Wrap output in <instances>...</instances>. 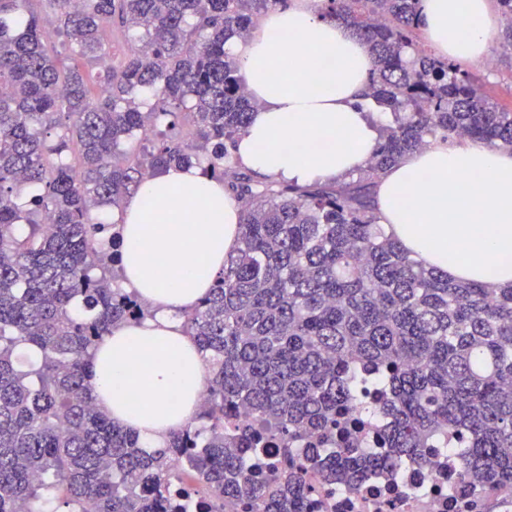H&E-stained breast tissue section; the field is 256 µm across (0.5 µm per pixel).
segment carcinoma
I'll return each mask as SVG.
<instances>
[{
    "mask_svg": "<svg viewBox=\"0 0 512 512\" xmlns=\"http://www.w3.org/2000/svg\"><path fill=\"white\" fill-rule=\"evenodd\" d=\"M51 2L57 35L102 66V88L92 98L79 69L59 67L30 0H0V512L47 495L65 512H194L172 487L185 471L211 512L226 500L306 512L305 471L357 489L447 433L466 439L461 484L512 485V288L450 281L377 231L376 179L428 138L512 151V111L469 72L431 52L406 58L421 0H321L367 48L368 96L395 117L357 185L259 181L232 159L256 102L224 46L287 0ZM496 2L512 47V0ZM108 26L135 31L139 49L108 58ZM202 162L244 202L241 236L184 322L208 398L148 452L92 398L91 351L150 313L114 287L119 225L95 214L161 169ZM22 344L39 365L15 366ZM240 408L252 423L225 427ZM361 414L390 417L383 451L350 442ZM272 443L287 469L274 484L248 457Z\"/></svg>",
    "mask_w": 512,
    "mask_h": 512,
    "instance_id": "obj_1",
    "label": "carcinoma"
}]
</instances>
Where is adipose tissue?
<instances>
[{"mask_svg":"<svg viewBox=\"0 0 512 512\" xmlns=\"http://www.w3.org/2000/svg\"><path fill=\"white\" fill-rule=\"evenodd\" d=\"M492 0H421L434 52L485 58L499 34ZM319 0L269 10L260 31L229 43L257 108L234 160L288 183L330 182L366 168L379 109L367 95L372 61ZM294 57L283 68L286 57ZM378 222L412 256L458 282L512 285V153L475 138L430 140L377 180ZM206 223L195 219L198 210ZM113 219L122 228V285L151 306L93 352V394L146 450L163 447L197 412L206 367L177 317L224 271L239 240L240 203L202 166H171L144 180Z\"/></svg>","mask_w":512,"mask_h":512,"instance_id":"ef3b65f1","label":"adipose tissue"}]
</instances>
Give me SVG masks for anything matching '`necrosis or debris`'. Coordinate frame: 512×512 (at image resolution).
I'll return each instance as SVG.
<instances>
[{"label":"necrosis or debris","mask_w":512,"mask_h":512,"mask_svg":"<svg viewBox=\"0 0 512 512\" xmlns=\"http://www.w3.org/2000/svg\"><path fill=\"white\" fill-rule=\"evenodd\" d=\"M459 456L453 448H430L388 477H371L358 491H340L310 476L309 512H512V487L457 491Z\"/></svg>","instance_id":"1"}]
</instances>
